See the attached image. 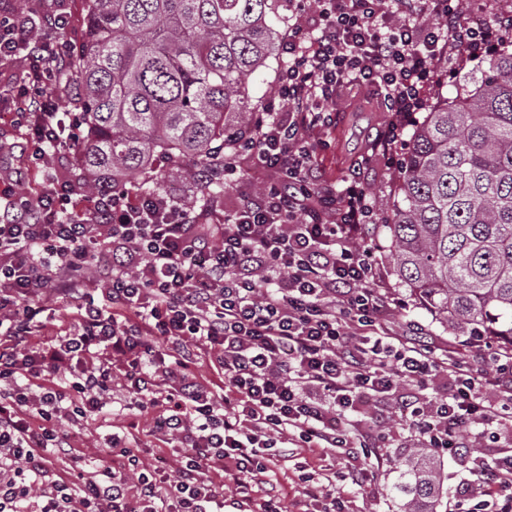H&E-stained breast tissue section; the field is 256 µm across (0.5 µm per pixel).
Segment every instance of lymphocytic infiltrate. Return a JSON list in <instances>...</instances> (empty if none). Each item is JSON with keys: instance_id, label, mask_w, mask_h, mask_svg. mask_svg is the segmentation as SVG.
<instances>
[{"instance_id": "lymphocytic-infiltrate-1", "label": "lymphocytic infiltrate", "mask_w": 512, "mask_h": 512, "mask_svg": "<svg viewBox=\"0 0 512 512\" xmlns=\"http://www.w3.org/2000/svg\"><path fill=\"white\" fill-rule=\"evenodd\" d=\"M460 2L289 0L275 100L210 172L229 186L246 169L260 188L197 210L166 191L91 192L59 176L81 143L57 97L71 61L57 38L65 0L50 13L0 11V59L26 57L11 102L27 160L0 183V512H284L271 466L301 448L361 455L337 470L361 489L374 462L346 413L369 400L477 476L452 512H512V454L490 462L470 448L473 426L512 429V353L472 339L441 357L422 327H396L364 239L377 211L362 176L393 163L440 64L454 74L512 46V9L477 20ZM368 84L388 119L339 190L317 149L341 118L337 89ZM35 170L42 191L17 194ZM48 294L77 302L65 335L43 333ZM204 356L214 379L197 373ZM438 375L450 393L423 399ZM119 386L135 409L156 411L175 480L166 457L144 464L125 431L110 436L108 464L90 467L74 449L71 430ZM296 489V512H349L314 473L300 471Z\"/></svg>"}]
</instances>
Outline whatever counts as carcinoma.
I'll return each instance as SVG.
<instances>
[{"instance_id":"carcinoma-1","label":"carcinoma","mask_w":512,"mask_h":512,"mask_svg":"<svg viewBox=\"0 0 512 512\" xmlns=\"http://www.w3.org/2000/svg\"><path fill=\"white\" fill-rule=\"evenodd\" d=\"M288 0H89L91 37L74 59L82 181L151 185L158 157L195 182L247 127L248 85L277 50L270 15ZM384 224L398 283L451 331L481 329L512 351V50L493 54L433 106L396 170ZM399 512H448L431 452L398 471Z\"/></svg>"}]
</instances>
